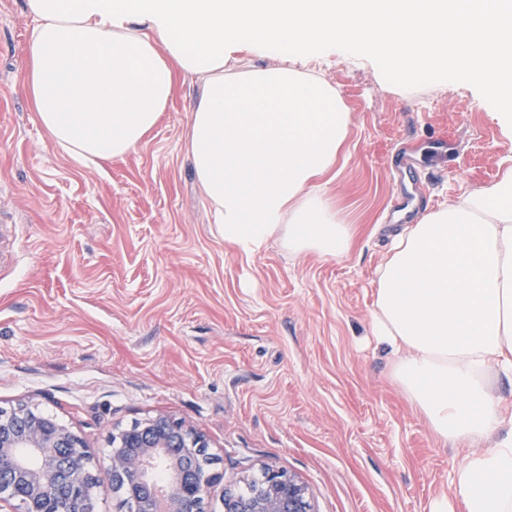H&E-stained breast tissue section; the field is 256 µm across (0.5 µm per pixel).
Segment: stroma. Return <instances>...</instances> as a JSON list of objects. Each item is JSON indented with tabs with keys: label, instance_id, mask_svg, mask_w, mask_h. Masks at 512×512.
Wrapping results in <instances>:
<instances>
[{
	"label": "stroma",
	"instance_id": "35a3bbf8",
	"mask_svg": "<svg viewBox=\"0 0 512 512\" xmlns=\"http://www.w3.org/2000/svg\"><path fill=\"white\" fill-rule=\"evenodd\" d=\"M32 28L22 0H0V409L37 405L82 439L96 512H121L112 432L159 414L217 458L204 512L267 466L303 482L315 512H430L466 451L433 438L371 331L377 269L400 230L384 221L389 160L416 157L404 180L433 210L494 183L512 154L494 101L460 74L404 85L365 48L300 47L295 67L352 114L324 191L357 233L341 259L275 241L246 256L225 245L194 179L197 81L135 152L85 167L23 91Z\"/></svg>",
	"mask_w": 512,
	"mask_h": 512
}]
</instances>
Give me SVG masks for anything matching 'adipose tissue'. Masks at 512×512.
Wrapping results in <instances>:
<instances>
[{
  "label": "adipose tissue",
  "mask_w": 512,
  "mask_h": 512,
  "mask_svg": "<svg viewBox=\"0 0 512 512\" xmlns=\"http://www.w3.org/2000/svg\"><path fill=\"white\" fill-rule=\"evenodd\" d=\"M23 87L52 142L99 165L146 142L179 78L201 84L186 142L226 245L278 241L341 258L353 225L318 190L352 124L335 87L290 62L302 45L364 44L385 77L466 75L512 141V0H23ZM275 64H268V57ZM499 179L398 235L378 271L373 336L441 442L467 447L431 512H512V156Z\"/></svg>",
  "instance_id": "adipose-tissue-1"
}]
</instances>
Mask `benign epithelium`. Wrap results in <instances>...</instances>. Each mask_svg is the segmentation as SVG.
Returning a JSON list of instances; mask_svg holds the SVG:
<instances>
[{"label":"benign epithelium","instance_id":"7a95c632","mask_svg":"<svg viewBox=\"0 0 512 512\" xmlns=\"http://www.w3.org/2000/svg\"><path fill=\"white\" fill-rule=\"evenodd\" d=\"M204 445L179 420L159 414L127 444L108 454L112 487L133 512H185L187 500L203 497L212 479H199L189 453ZM175 469L163 491L147 474L156 460ZM255 495L236 500L232 512H314L305 484L280 470L267 469ZM97 481L81 439L55 419L20 404L0 410V503L17 501L22 512H95Z\"/></svg>","mask_w":512,"mask_h":512}]
</instances>
